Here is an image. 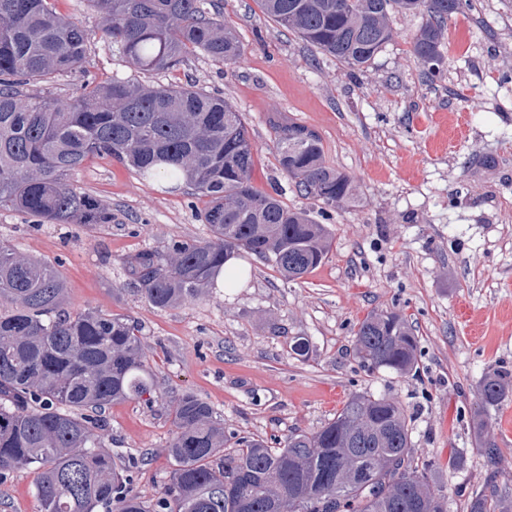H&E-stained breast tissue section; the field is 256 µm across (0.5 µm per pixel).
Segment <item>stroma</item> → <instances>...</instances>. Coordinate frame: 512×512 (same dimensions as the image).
<instances>
[{
    "instance_id": "stroma-1",
    "label": "stroma",
    "mask_w": 512,
    "mask_h": 512,
    "mask_svg": "<svg viewBox=\"0 0 512 512\" xmlns=\"http://www.w3.org/2000/svg\"><path fill=\"white\" fill-rule=\"evenodd\" d=\"M221 3L245 48L240 63L197 53L147 83L193 81L242 112L256 148L252 180L280 188L288 207L316 210L279 165L274 119L316 132L327 164L353 179L356 196L320 216L332 245L303 278L246 257L238 287L163 310L130 289L125 260L173 239L208 237L204 203L189 189L168 192L94 158L71 182L111 209V223L36 226L0 207V245L57 264L71 313L125 314L140 326L156 391L107 409L105 448L141 457L132 488L149 501L170 479L178 393H196L226 429L272 448L292 432L317 430L354 395L388 396L405 408L414 456L445 487L449 512H462L468 493L492 477L512 496V398L485 417L501 450L496 467L486 465L472 430L480 378L491 367L512 370V0H472L452 17L444 74L434 82L408 52L422 15H393L391 41L352 75L267 18L259 0ZM129 73L96 39L87 71L59 77L48 91L64 97L87 76ZM385 311L413 328L416 372L358 362L359 322ZM298 336L310 341L307 357L290 350ZM453 455L460 467H449ZM35 483L29 468L1 477L0 512H38Z\"/></svg>"
}]
</instances>
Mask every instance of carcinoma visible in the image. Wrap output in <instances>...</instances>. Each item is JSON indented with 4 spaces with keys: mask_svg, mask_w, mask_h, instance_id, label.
Listing matches in <instances>:
<instances>
[{
    "mask_svg": "<svg viewBox=\"0 0 512 512\" xmlns=\"http://www.w3.org/2000/svg\"><path fill=\"white\" fill-rule=\"evenodd\" d=\"M55 0H0V206L38 224H110L112 212L78 191L70 176L109 157L169 191L185 185L205 199L211 236L172 239L162 252L126 262L136 291L157 309L205 295L224 264L255 256L289 280L327 256L331 233L294 211L277 190L257 188L255 146L243 113L194 85L149 86L117 75L85 81L67 98L43 87L89 63L94 38L136 69H179L201 52L217 62L243 55L214 0H87L102 19L94 34L57 13ZM265 14L350 71L367 67L391 40L394 12L425 22L411 54L428 74L443 71L446 24L470 0H259ZM278 161L315 201L336 208L354 199L353 180L326 164L319 136L293 121H272ZM65 282L51 263L0 246V477L37 471L40 512H448V497L412 452L405 410L385 396L356 395L312 432L281 448L224 431L198 395L173 400V466L149 503L129 489L137 459L120 467L102 448L109 406L152 392L138 324L129 316L62 312ZM356 355L364 366L404 375L417 368V341L396 312L369 314ZM512 391V373L485 372L476 387L474 427ZM488 466L500 448L477 434ZM466 512H512L497 487L469 494Z\"/></svg>",
    "mask_w": 512,
    "mask_h": 512,
    "instance_id": "cac0c4a2",
    "label": "carcinoma"
}]
</instances>
